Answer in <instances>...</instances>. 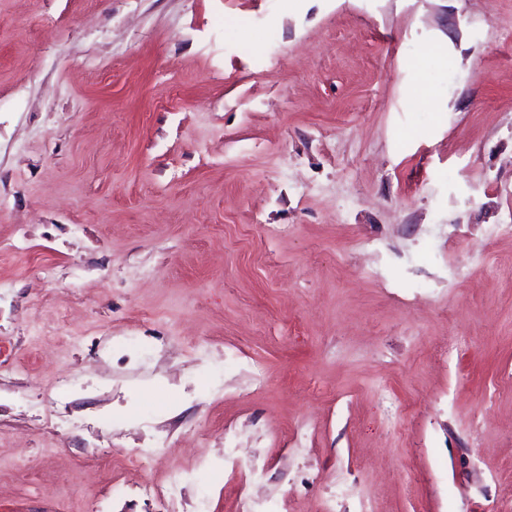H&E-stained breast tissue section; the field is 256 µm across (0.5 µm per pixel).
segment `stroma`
Returning <instances> with one entry per match:
<instances>
[{"mask_svg": "<svg viewBox=\"0 0 512 512\" xmlns=\"http://www.w3.org/2000/svg\"><path fill=\"white\" fill-rule=\"evenodd\" d=\"M509 222L512 0H0V512H503Z\"/></svg>", "mask_w": 512, "mask_h": 512, "instance_id": "1", "label": "stroma"}]
</instances>
